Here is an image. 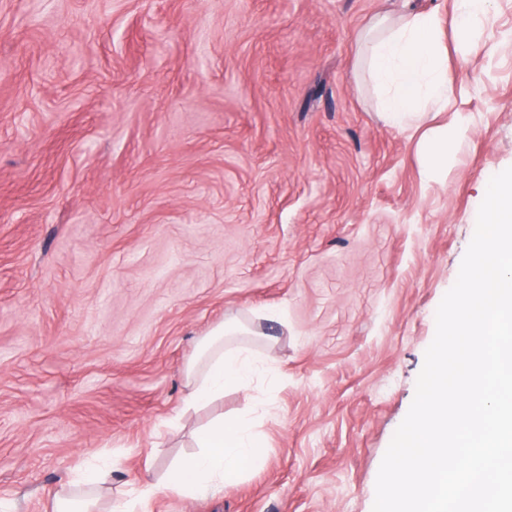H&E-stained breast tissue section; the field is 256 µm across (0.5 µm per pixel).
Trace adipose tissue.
Segmentation results:
<instances>
[{
	"mask_svg": "<svg viewBox=\"0 0 512 512\" xmlns=\"http://www.w3.org/2000/svg\"><path fill=\"white\" fill-rule=\"evenodd\" d=\"M489 0H453L450 25L458 42L492 21ZM371 80L382 94L381 110L394 122L408 113L447 106L456 90L448 77L445 54L438 40L434 15L411 13L396 24L378 23L367 48ZM224 329L206 340L198 363L189 367L192 382L187 405L201 407L221 399L225 389L248 388L268 365L254 350L225 346ZM199 451L175 462L156 482L141 484L132 497L112 503V512H137L138 505L159 491L181 497L209 495L216 485L257 466L263 457V441L248 421L216 420L197 436Z\"/></svg>",
	"mask_w": 512,
	"mask_h": 512,
	"instance_id": "adipose-tissue-1",
	"label": "adipose tissue"
}]
</instances>
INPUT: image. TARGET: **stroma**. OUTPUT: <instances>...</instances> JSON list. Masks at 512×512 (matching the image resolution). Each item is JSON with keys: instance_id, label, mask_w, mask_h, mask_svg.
<instances>
[{"instance_id": "stroma-1", "label": "stroma", "mask_w": 512, "mask_h": 512, "mask_svg": "<svg viewBox=\"0 0 512 512\" xmlns=\"http://www.w3.org/2000/svg\"><path fill=\"white\" fill-rule=\"evenodd\" d=\"M453 0H0V499L113 490L245 416L261 462L145 512H373L490 179L512 167V0L457 42L443 112L388 123L377 16ZM452 137L424 167L427 139ZM238 319L274 367L185 411L198 340Z\"/></svg>"}]
</instances>
